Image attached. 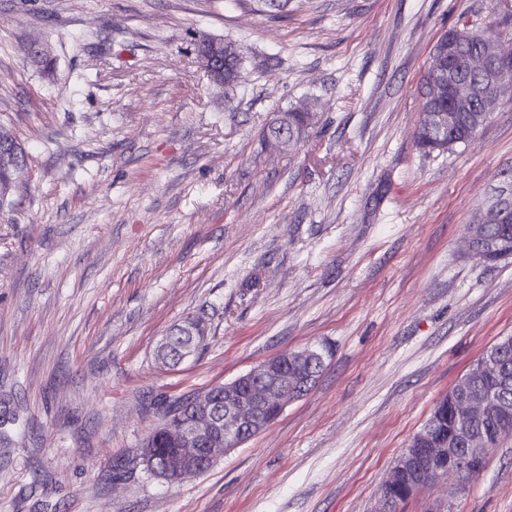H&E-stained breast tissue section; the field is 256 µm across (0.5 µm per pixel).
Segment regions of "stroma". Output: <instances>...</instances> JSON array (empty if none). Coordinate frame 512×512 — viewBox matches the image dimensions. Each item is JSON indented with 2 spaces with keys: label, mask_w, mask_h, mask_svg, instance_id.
Masks as SVG:
<instances>
[{
  "label": "stroma",
  "mask_w": 512,
  "mask_h": 512,
  "mask_svg": "<svg viewBox=\"0 0 512 512\" xmlns=\"http://www.w3.org/2000/svg\"><path fill=\"white\" fill-rule=\"evenodd\" d=\"M465 21L512 43V0H0V122L28 153L0 207V512H376L436 402L512 336V258L463 241L512 168V91L468 145L416 143ZM205 36L241 47L232 85L198 65ZM297 106L308 136L262 141ZM198 315L204 349L162 365ZM321 346L315 387L205 473L114 474L150 401ZM453 484L401 512H512V435Z\"/></svg>",
  "instance_id": "35a3bbf8"
}]
</instances>
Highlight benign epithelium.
Returning <instances> with one entry per match:
<instances>
[{
	"label": "benign epithelium",
	"mask_w": 512,
	"mask_h": 512,
	"mask_svg": "<svg viewBox=\"0 0 512 512\" xmlns=\"http://www.w3.org/2000/svg\"><path fill=\"white\" fill-rule=\"evenodd\" d=\"M471 41L481 45L484 51L466 58L465 66L473 74L481 75L494 85L492 97L482 99L481 87L458 76L455 68V45L460 41ZM214 54L197 56L199 64L211 75L215 84L222 83L224 71L215 67L216 58L224 53V44L213 43ZM448 57V78L433 86L436 97L448 98V111L435 115V127L439 135L453 137L460 122L481 128L483 114L476 111L477 101H482L483 110H494L501 92L512 90V48L505 49L499 40L489 32L466 27L448 34L447 45L436 52V62ZM507 193L498 191L475 208L469 224L465 227L467 250L476 256L484 255L482 247L485 225L505 224L509 221L506 207ZM298 368H311L312 351L289 350L274 356L258 367L247 372L244 377L224 384V416L211 409L207 396L194 400V413L185 423L167 422L162 427L164 436L177 444L174 455L164 471H158L149 461L144 466L149 471L167 481H175L187 476L205 472L227 451L244 444L243 432L261 433L271 423L270 412L282 414L289 403L294 401L296 381L288 376V364ZM449 411L458 426L464 428L460 438L465 444V453L448 443V447L409 448L402 452L396 465L389 471L381 489V508L378 512H393L394 499L391 492L397 475L412 470L420 471L424 462L444 465L446 475L461 476L467 465L475 458L485 455L491 447L487 434L479 433L472 426L483 420L498 421V430L512 431V410L493 395H480L472 392L468 379L450 389Z\"/></svg>",
	"instance_id": "7a95c632"
}]
</instances>
